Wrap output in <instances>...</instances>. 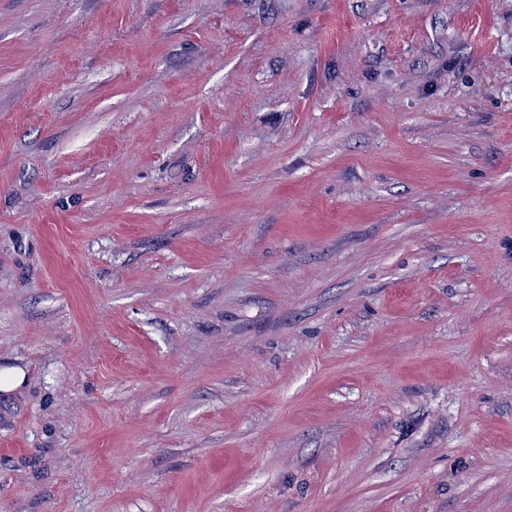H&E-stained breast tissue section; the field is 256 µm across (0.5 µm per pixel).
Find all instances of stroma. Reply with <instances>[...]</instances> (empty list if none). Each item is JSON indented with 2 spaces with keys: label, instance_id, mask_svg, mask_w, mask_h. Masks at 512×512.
<instances>
[{
  "label": "stroma",
  "instance_id": "stroma-1",
  "mask_svg": "<svg viewBox=\"0 0 512 512\" xmlns=\"http://www.w3.org/2000/svg\"><path fill=\"white\" fill-rule=\"evenodd\" d=\"M0 512H512V0H0Z\"/></svg>",
  "mask_w": 512,
  "mask_h": 512
}]
</instances>
